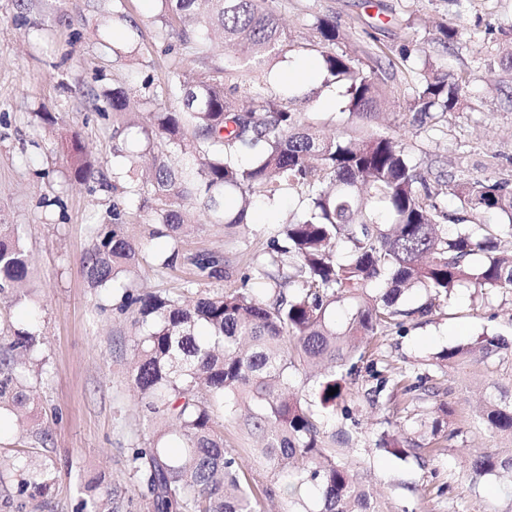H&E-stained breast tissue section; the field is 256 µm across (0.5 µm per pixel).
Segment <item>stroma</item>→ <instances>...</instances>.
Returning a JSON list of instances; mask_svg holds the SVG:
<instances>
[{"mask_svg":"<svg viewBox=\"0 0 512 512\" xmlns=\"http://www.w3.org/2000/svg\"><path fill=\"white\" fill-rule=\"evenodd\" d=\"M133 26L112 24L111 0H29V20L22 26L14 0H0V223L22 225L24 247L33 273L20 300L0 296V316L17 329L36 328L43 336L41 355L49 373L30 376L29 401L22 417L0 418V458L50 464L53 480L35 495H17L16 478L0 472V512H80L77 474L101 475L107 485L124 487L126 512H145L137 487L126 484L125 464L131 450L148 446L152 435L134 404L131 366L134 329L130 313L121 311L122 285L95 288L86 278L84 256L90 246L88 225L103 222L113 197L124 201V230L140 254L133 292H183L193 268L165 269L160 254L179 246L183 254L217 251L227 274L211 291L248 287L265 295L263 281L250 278V266L271 247L274 237L300 205L293 193L257 200L247 224L232 232L205 223L179 242L154 236L158 225L153 202L96 182H76L70 174L67 146L71 137L84 143L90 160L109 167L117 139L141 149L138 112H99L82 95L91 86L99 95L124 91L131 100L151 95L182 58L165 27L163 0H123ZM270 8L291 33L295 48L261 69L238 73L241 88L264 87L284 92L281 70L300 60V45L319 40L317 18L333 17L341 35L335 52L362 55L377 45L398 57L410 46L407 65H395L383 79L387 96L381 118L370 125L328 107L338 87L320 82L300 85L295 106L305 124L338 131H370L401 138L410 159L429 167L441 160L457 178L493 184L512 182V72L503 69V53L512 49V0H270ZM464 29V36L443 45L438 25ZM471 75L457 108L438 123L414 125L403 104L412 94L406 70L428 66ZM61 114L54 126L40 113ZM60 198L61 206L44 207ZM498 336L512 343V292L478 296L470 285L455 289L449 301L426 318L406 321L402 332L375 337L358 376L348 378L342 406L351 418L336 414L325 422L327 433L355 427L341 450L346 461L371 477L389 512H512V491L498 478L471 483L462 469V451L504 452L512 437L493 432L480 420L490 398L512 394V357L493 369L439 362L446 349ZM394 378L428 375L435 396L380 398L364 395L375 386V371ZM442 417L437 439L442 454L418 464L378 450L381 433L399 440L418 439L421 420Z\"/></svg>","mask_w":512,"mask_h":512,"instance_id":"1","label":"stroma"}]
</instances>
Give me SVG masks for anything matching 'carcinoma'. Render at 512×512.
I'll return each instance as SVG.
<instances>
[{
  "label": "carcinoma",
  "instance_id": "1",
  "mask_svg": "<svg viewBox=\"0 0 512 512\" xmlns=\"http://www.w3.org/2000/svg\"><path fill=\"white\" fill-rule=\"evenodd\" d=\"M165 22L179 42L192 49V61L208 68L196 81L181 66L169 72L161 94L182 103L177 112L146 113L135 192L156 204L160 225L177 240L197 229L177 199L195 197L209 217H219L224 231L247 223L259 198H274L288 188L307 201L288 219L287 245L273 247L251 269L267 283V295L248 288L212 294L199 288L224 279V256L203 252L184 256L173 249L161 262L179 261L194 268L186 293L125 292L120 310H132L136 362L133 389L136 409L155 424L153 446L134 448L127 459L128 482L144 487L146 512H259L260 499L288 489V512H384L365 474L342 460L321 431V411L336 408L345 376L354 360H363L370 340L404 327V319L424 317L434 303L405 310L398 301L407 291L423 288L439 299L463 281L486 294L512 290V223L493 236L479 217L490 210L512 220V187L480 179L461 181L452 174L430 177L411 163L394 136L349 134L306 125L301 113L277 92L246 93L226 83L227 75L255 68L278 56L284 31L263 7L265 0H164ZM224 47L220 60L210 54L212 38ZM317 49L322 86L342 89V111L369 120L385 95L381 76L395 63L382 48L368 53L366 68L355 55L336 53L329 45L340 37L331 18L317 21ZM470 78L464 73L435 70L415 73L413 95L406 109L413 122L437 120L453 110ZM159 94V95H161ZM159 95L147 101L155 105ZM100 112H126L130 100L122 91L100 98L91 92ZM75 180H95L107 187L123 174L131 154L115 147L112 172L92 165L85 145L73 136L68 146ZM192 152L197 164L180 166L173 156ZM451 194L462 215H450L441 198ZM112 222L89 227L91 245L85 254L86 275L96 288H109L138 267V250L120 224L119 204H112ZM451 221L454 234L442 229ZM18 224H0V294L19 290L30 275ZM345 243L350 259L336 260V246ZM385 280L375 292L369 285ZM298 287H293V284ZM348 307L338 325L336 305ZM42 344L25 329H0V412L20 414L27 404L22 376ZM512 352L492 337L439 354L450 364L468 362L489 368ZM347 374L336 375L343 367ZM320 371L319 403L296 391L298 378ZM391 392L435 394L430 377L380 379L367 391L378 402L386 386ZM337 393L330 396V389ZM225 411L245 437L260 468L247 467L241 454L224 447L216 413ZM483 419L493 430L512 435V400L489 404ZM182 451L165 452L170 431ZM379 447L404 460L420 462L436 455L435 441L401 443L382 434ZM16 493L43 489L51 481L48 465L32 469L18 462ZM464 473L473 483L495 475L512 487V451L465 458ZM99 476L80 477L85 498L81 512H121V494L102 490Z\"/></svg>",
  "mask_w": 512,
  "mask_h": 512
}]
</instances>
